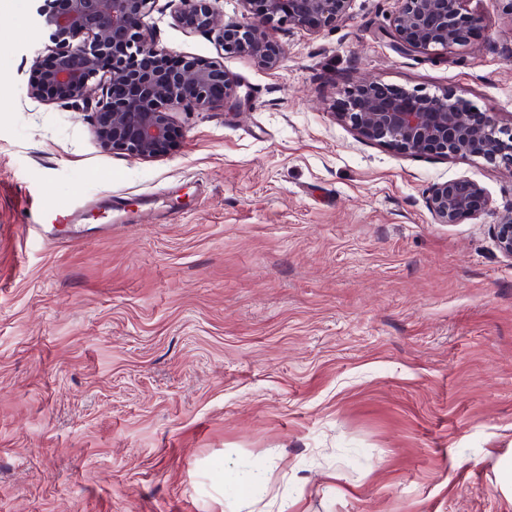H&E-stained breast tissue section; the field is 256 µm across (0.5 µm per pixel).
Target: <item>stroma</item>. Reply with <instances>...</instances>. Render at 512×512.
I'll use <instances>...</instances> for the list:
<instances>
[{
  "label": "stroma",
  "mask_w": 512,
  "mask_h": 512,
  "mask_svg": "<svg viewBox=\"0 0 512 512\" xmlns=\"http://www.w3.org/2000/svg\"><path fill=\"white\" fill-rule=\"evenodd\" d=\"M45 0L0 19V512H512V166L410 155L338 120L349 86L450 92L512 130V0L445 51L397 53V0L266 28L277 68L221 55L157 0L161 46L222 60L238 108L180 145L102 149L89 110L28 98ZM465 177L487 206L428 208ZM77 205L71 238L35 229ZM267 472L245 507L225 467ZM483 189L467 178L436 184L428 197V207L442 224H459L486 207ZM493 237L498 249L512 258V209L501 216L498 224H494Z\"/></svg>",
  "instance_id": "obj_1"
}]
</instances>
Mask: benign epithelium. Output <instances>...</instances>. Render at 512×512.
<instances>
[{
	"label": "benign epithelium",
	"mask_w": 512,
	"mask_h": 512,
	"mask_svg": "<svg viewBox=\"0 0 512 512\" xmlns=\"http://www.w3.org/2000/svg\"><path fill=\"white\" fill-rule=\"evenodd\" d=\"M43 23L53 42V65L37 59L27 95L48 104L92 111L91 132L106 150L151 161L177 148V114L220 110L241 102L238 85L217 60L178 54L155 42L149 18L156 0H47ZM210 0H179L175 20L216 36L220 50L274 68L285 49L269 40L264 24L309 30L349 17L352 0H239L248 21L224 20ZM465 0H398L390 33L400 54H428L463 43L475 22ZM101 96L90 95L92 84ZM351 105L337 113L363 139L412 155L482 157L512 165V145L495 117L462 98L408 91L377 82L347 90ZM428 207L442 224H459L486 207L483 189L467 178L435 185ZM498 249L512 258V210L493 225Z\"/></svg>",
	"instance_id": "7a95c632"
}]
</instances>
